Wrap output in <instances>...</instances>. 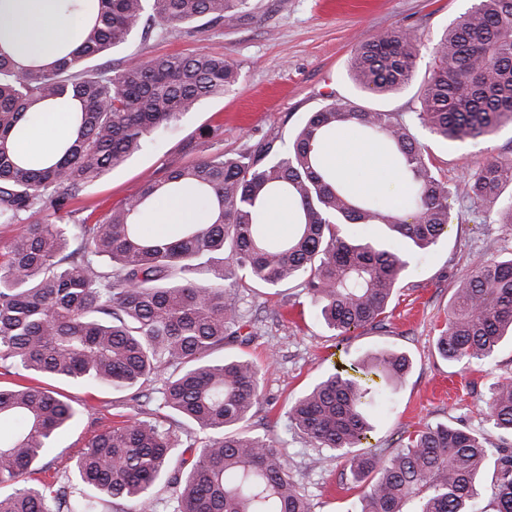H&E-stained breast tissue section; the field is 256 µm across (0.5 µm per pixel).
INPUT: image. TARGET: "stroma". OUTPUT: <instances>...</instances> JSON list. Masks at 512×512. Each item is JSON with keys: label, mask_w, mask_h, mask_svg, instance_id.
I'll list each match as a JSON object with an SVG mask.
<instances>
[{"label": "stroma", "mask_w": 512, "mask_h": 512, "mask_svg": "<svg viewBox=\"0 0 512 512\" xmlns=\"http://www.w3.org/2000/svg\"><path fill=\"white\" fill-rule=\"evenodd\" d=\"M475 0H251V7L230 27H207L179 35H137L123 48L101 57L115 66L131 57L189 54L204 47L234 60L239 82L224 96L199 103L166 128L124 164L84 185L70 204L73 223L104 218L113 206L136 195L149 180L170 169L197 162L211 153H233L270 135L289 137L307 113L327 97L366 108L410 112L433 61L434 47L453 20ZM411 29L422 37L415 81L402 91L375 96L359 91L348 77V62L368 33ZM413 133L431 155L451 188L447 235L409 267L383 327L355 331L344 350L313 316L309 298L297 288L262 289L239 283L245 319L257 334L229 346L261 371L263 399L247 422L249 431L272 437L294 480L313 501L314 512H347L356 492L342 465L322 463L300 433L286 425L290 403L342 357L357 358L379 349L407 354L410 372L396 385L389 407L373 418L371 443L386 455L424 425L463 426L482 433L492 447L502 434L489 422L486 401L494 382L512 377V344L493 359L464 368L442 359L435 341L448 317L456 278L479 259L512 255V224L500 221L497 208L474 203L472 173L496 156L512 157V125L489 138L448 144L424 127ZM35 384L70 399L76 420L57 437L43 472L71 465L73 456L96 434L135 408L123 394L45 377Z\"/></svg>", "instance_id": "obj_1"}]
</instances>
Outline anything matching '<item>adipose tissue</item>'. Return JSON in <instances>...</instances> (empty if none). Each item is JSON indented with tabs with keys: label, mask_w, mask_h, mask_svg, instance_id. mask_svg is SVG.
<instances>
[{
	"label": "adipose tissue",
	"mask_w": 512,
	"mask_h": 512,
	"mask_svg": "<svg viewBox=\"0 0 512 512\" xmlns=\"http://www.w3.org/2000/svg\"><path fill=\"white\" fill-rule=\"evenodd\" d=\"M85 22V15L63 11L58 0H0V50L17 59L50 62L61 46L76 45ZM72 133L73 114L58 102L31 113L12 143L37 168L56 158ZM323 157L356 196L380 193L383 180L398 178L397 166L383 148L349 139L341 131L324 145ZM204 221L199 208L183 194L166 196L161 209L149 211L142 219L151 236H165L177 225Z\"/></svg>",
	"instance_id": "adipose-tissue-1"
}]
</instances>
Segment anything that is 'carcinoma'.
Here are the masks:
<instances>
[{
    "instance_id": "obj_1",
    "label": "carcinoma",
    "mask_w": 512,
    "mask_h": 512,
    "mask_svg": "<svg viewBox=\"0 0 512 512\" xmlns=\"http://www.w3.org/2000/svg\"><path fill=\"white\" fill-rule=\"evenodd\" d=\"M91 18L74 48L50 63L23 65L0 51V228L27 223L0 246V375H38L127 392L144 407L91 438L72 468L44 483L35 466L76 417L70 400L45 388L0 384V512H313L275 441L246 431L261 401L260 369L215 356L243 341L235 284L296 282L319 321L346 340L383 324L410 260L448 232V182L412 133L417 121L446 142L490 137L512 123V0H477L443 32L419 108L401 112L331 100L309 113L294 137L264 138L214 153L150 180L96 224L68 225L69 203L85 184L125 163L158 127L237 84L239 66L200 49L128 59L107 72L93 61L151 24L178 33L201 20L232 26L249 0H63ZM421 38L393 29L358 41L349 77L387 95L413 80ZM66 100L74 132L62 156L31 168L12 135L42 104ZM353 126L393 156L407 189L402 208L355 198L326 168L320 147ZM473 201L503 203L512 224V158L496 157L470 178ZM184 192L209 212L168 238L141 230L153 202ZM286 195L297 208L288 237L270 238L264 201ZM47 212L41 222H29ZM371 224L380 234L347 232ZM512 338V257L483 260L456 281L436 348L452 363L492 358ZM410 368L381 351L338 366L288 408V421L323 460L365 485L349 512H512V455L495 461L494 488L478 507L492 456L482 434L426 425L390 455L365 452L371 414ZM159 387L146 391L154 377ZM494 428L512 436V378L487 402ZM192 424L199 442L179 436ZM170 488L158 498L159 484Z\"/></svg>"
}]
</instances>
